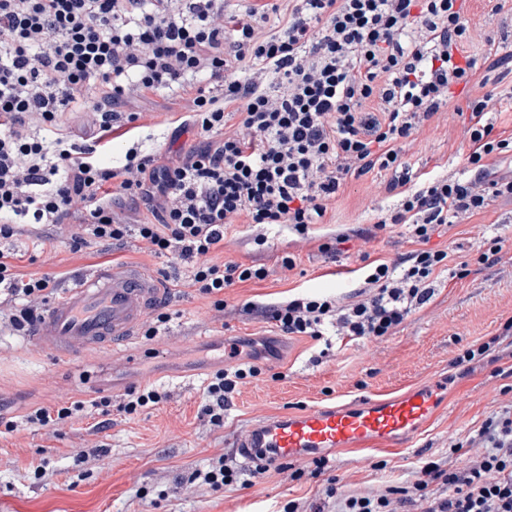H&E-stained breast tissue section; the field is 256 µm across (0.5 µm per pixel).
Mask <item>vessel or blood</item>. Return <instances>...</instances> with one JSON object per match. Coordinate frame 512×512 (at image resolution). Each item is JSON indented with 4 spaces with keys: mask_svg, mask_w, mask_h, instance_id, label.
I'll return each instance as SVG.
<instances>
[{
    "mask_svg": "<svg viewBox=\"0 0 512 512\" xmlns=\"http://www.w3.org/2000/svg\"><path fill=\"white\" fill-rule=\"evenodd\" d=\"M156 276L135 266H115L85 274L54 304L39 324L35 348L68 353L72 344L108 347L133 336L159 295ZM439 383L400 395L330 406L269 418L238 441L244 459L268 448L277 459L297 461L321 451L367 455L376 448L408 442L442 403Z\"/></svg>",
    "mask_w": 512,
    "mask_h": 512,
    "instance_id": "1",
    "label": "vessel or blood"
}]
</instances>
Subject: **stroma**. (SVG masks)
Returning <instances> with one entry per match:
<instances>
[{
    "label": "stroma",
    "mask_w": 512,
    "mask_h": 512,
    "mask_svg": "<svg viewBox=\"0 0 512 512\" xmlns=\"http://www.w3.org/2000/svg\"><path fill=\"white\" fill-rule=\"evenodd\" d=\"M469 52L483 57L486 37H496L503 54L512 52V10L493 11L490 0H467ZM494 91L496 129L512 131V71L479 69L466 89L455 90L453 106ZM184 101L159 94L128 99L127 112L152 115V148L167 149L174 122ZM468 141L457 115L433 120L416 135L405 158L416 174L429 177L461 176L468 170ZM385 176L372 172L342 187L331 211L329 233L367 230L353 239L350 251L337 262L318 253L317 241H297L288 231L272 232L265 245H256V228L238 224L224 239V257L245 264H265L271 275L224 293L227 308L216 320L208 299L185 288L164 291L172 319L158 336L135 334L107 350L78 349L67 356L33 348L29 336L0 335V416L19 419L37 406H51L74 397L101 394L120 396L128 388L161 385L169 399L158 408L128 420L116 414L111 425L93 434L91 419L73 420L59 435L48 431H20L0 436V512H284L291 501H312L325 481L291 470L269 471L252 486L215 492L205 486L176 488L178 478L204 468L218 455L236 459L238 435L263 418L294 413L338 401L395 396L439 378L448 398L410 447L382 449L360 459L351 453L329 454L328 475L337 477L345 494H363L412 481L421 462L449 456L451 447L470 444L482 422L512 406V374H498L496 364L482 361L461 373L451 360L467 343L501 332L512 321V201L499 199L470 223L457 224L447 234L430 240L434 249L447 250L454 262H468L462 279L440 275L430 304L414 314L404 328L383 341H333L327 357L305 336H283L269 323L245 314L244 303H271L301 287L319 295L344 296L351 272L360 265L359 252L390 260L411 250L402 226L375 229L379 217L396 206V195L383 189ZM504 240L499 263L477 264L482 238ZM25 260L17 270L64 273L75 283L86 272L134 264L162 276L163 263L96 243L81 251L68 244L42 248L28 239L18 243ZM294 255L296 266L280 270L283 256ZM228 337L276 340L278 355L267 361V371L239 388L221 430H210L200 418L202 384L224 367V340ZM103 445L96 460L78 464L77 446L86 439ZM45 463L47 475L37 481L30 464Z\"/></svg>",
    "instance_id": "1"
}]
</instances>
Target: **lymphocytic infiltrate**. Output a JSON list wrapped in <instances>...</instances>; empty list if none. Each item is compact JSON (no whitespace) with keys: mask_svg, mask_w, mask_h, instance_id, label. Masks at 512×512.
Listing matches in <instances>:
<instances>
[{"mask_svg":"<svg viewBox=\"0 0 512 512\" xmlns=\"http://www.w3.org/2000/svg\"><path fill=\"white\" fill-rule=\"evenodd\" d=\"M468 38L464 0H242L231 12L225 0H0V333L34 330L67 292L57 273H17L19 237L36 246L64 237L76 252L132 245L220 313L225 289L270 275L223 258L229 228L285 226L308 238L347 180L378 169L389 174L385 192L401 198L378 225L406 226L414 250L391 262L361 254L345 299L300 292L245 309L282 335L326 344L396 335L449 269L432 236L512 200V174L486 165L512 152V137L495 130L493 93L466 103L473 176L419 183L405 159L415 134L447 113L452 87L476 75ZM148 93L186 97L175 133L196 132L199 143L168 158L143 150L150 128L121 106ZM72 112L93 115L92 130L74 134ZM120 137L132 141L123 159L103 164ZM452 272L469 270L462 262ZM275 353L272 340L243 339L235 365L209 375L201 414L211 429ZM168 398L135 386L116 399L36 407L4 427L55 433L90 417L97 433L112 413L131 417ZM477 437L476 457L454 448V461L425 462L407 485L344 495L331 477L320 501L289 502L288 512H512V409L488 417ZM273 460L259 451L246 470L217 457L188 481L246 487Z\"/></svg>","mask_w":512,"mask_h":512,"instance_id":"lymphocytic-infiltrate-1","label":"lymphocytic infiltrate"}]
</instances>
